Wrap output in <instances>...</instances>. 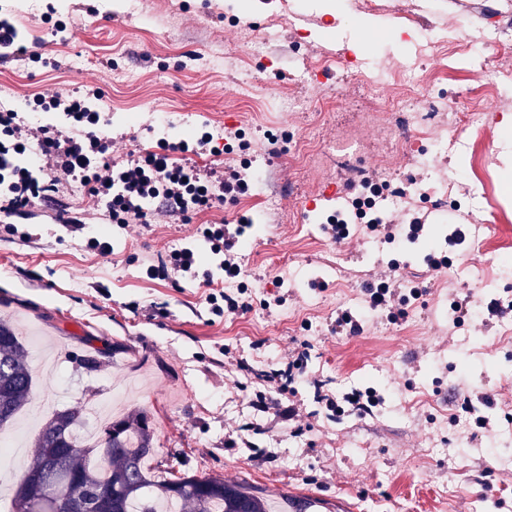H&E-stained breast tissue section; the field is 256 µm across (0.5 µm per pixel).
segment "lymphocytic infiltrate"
<instances>
[{
	"instance_id": "lymphocytic-infiltrate-1",
	"label": "lymphocytic infiltrate",
	"mask_w": 512,
	"mask_h": 512,
	"mask_svg": "<svg viewBox=\"0 0 512 512\" xmlns=\"http://www.w3.org/2000/svg\"><path fill=\"white\" fill-rule=\"evenodd\" d=\"M101 96L100 89L92 88L84 93H60L49 98L36 93L29 97L32 111L62 109L72 121L69 133L35 121L23 122L13 110L0 107V187L6 191L0 199L1 214L10 217L45 205L60 186L77 179L91 197L109 202L113 223L125 228L134 220L149 223L157 215L185 220L193 212L247 194L259 184L261 176L257 173L233 171L228 177L212 180L194 166L172 162V152L210 149L213 137L206 131L191 143L159 141L156 150L116 167L109 159L111 142L95 132L101 114L89 105L90 99ZM33 141L43 149L41 160L48 177L44 183L13 160L18 149ZM251 222V217L243 215L236 223L212 224L204 230L211 252L220 258L219 268L225 279L235 280L242 274L240 238ZM306 355V349H296L294 355L286 357L283 367L265 372L266 382L274 384L279 397L257 398L253 408L262 413L275 412L288 422L297 420L295 406L284 403L281 396L302 374Z\"/></svg>"
}]
</instances>
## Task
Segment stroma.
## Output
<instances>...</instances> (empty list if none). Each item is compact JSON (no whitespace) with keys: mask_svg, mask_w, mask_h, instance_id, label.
<instances>
[{"mask_svg":"<svg viewBox=\"0 0 512 512\" xmlns=\"http://www.w3.org/2000/svg\"><path fill=\"white\" fill-rule=\"evenodd\" d=\"M47 13L66 24L63 35ZM0 15L49 61H0L1 105L97 86L103 97L92 106L106 118L113 161L204 128L241 138L195 155L202 172L245 163L263 175L253 194L185 221L120 229L71 182L57 198L93 214L83 233L52 207L0 223V318L34 344L54 343L50 371L30 357L33 393L19 425L28 446L49 418L45 405L92 400L147 411L169 469L218 474L277 503L291 495L328 507L341 500L351 512H512V465L501 462L512 457V312L458 325L450 309L464 296L481 306L512 297V183L499 161L512 54L480 39L494 27L512 41V0H340L335 15L310 0H0ZM365 19L391 36L353 49ZM403 62L421 108L435 107L441 126L455 129L461 112L488 120L449 139L424 168L416 158L426 133L388 164L372 152L379 127L359 124L360 113L405 94ZM354 126L372 176L422 183L423 197L408 205L426 216V233L402 249L376 247L360 228L342 243L323 230L353 190L350 172L325 150ZM308 140L323 154L319 164L302 159ZM240 213L254 220L242 252V313H211L205 296L224 284L210 257L200 266L213 274L209 286L146 276L159 255L202 246L208 225ZM455 224L479 228L484 250L449 245ZM96 235L108 236L111 254L88 247ZM435 249L452 257L448 271L427 268ZM393 259L423 289L395 323L364 311L366 282ZM279 292L285 303L266 307ZM344 308L357 314L358 334L337 333ZM303 342L307 378L287 398L311 428L295 433L251 402L271 390L255 371ZM316 379L337 397L372 386L385 401L365 417L339 415L317 402ZM486 394L495 400L491 432L461 407L463 397ZM462 437L476 448L463 460Z\"/></svg>","mask_w":512,"mask_h":512,"instance_id":"1","label":"stroma"}]
</instances>
